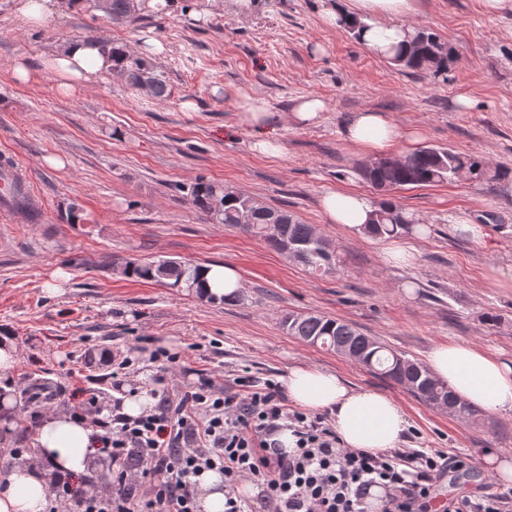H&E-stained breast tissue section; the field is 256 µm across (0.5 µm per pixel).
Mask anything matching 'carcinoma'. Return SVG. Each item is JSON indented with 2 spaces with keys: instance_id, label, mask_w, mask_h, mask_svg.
Returning <instances> with one entry per match:
<instances>
[{
  "instance_id": "cac0c4a2",
  "label": "carcinoma",
  "mask_w": 512,
  "mask_h": 512,
  "mask_svg": "<svg viewBox=\"0 0 512 512\" xmlns=\"http://www.w3.org/2000/svg\"><path fill=\"white\" fill-rule=\"evenodd\" d=\"M146 0H108L103 9L112 21L133 24L141 19ZM100 49L112 58L113 74L123 78L133 91L145 90L159 100H166L170 91L162 72L134 54L130 46L106 38L98 39ZM406 49H397L387 60L411 75L439 76L448 72L452 63L448 43L436 32L415 26L405 33ZM465 178L474 181L492 180L485 162L476 155L449 147L425 146L405 157H386L377 163H364L358 175L380 192L447 183ZM192 207L212 224H224L262 239L278 253L286 254L288 246L298 250L295 262L322 274L335 271L336 258L327 257L322 242L325 237L311 225L302 223L290 212L270 207L257 198L223 183L201 179L187 192ZM415 218L391 202L381 203L368 233L374 236L407 232ZM284 225L283 230L276 225ZM197 267L176 259L157 261L132 260L125 263L122 274L141 281H153L168 288H186L201 294L196 280ZM281 325L289 335L329 349L347 350L354 360L405 387L427 405L448 401L461 419L478 421L481 410L456 398L448 386L434 378L421 363L405 354L387 348L378 340H368L348 322L306 313L284 316Z\"/></svg>"
}]
</instances>
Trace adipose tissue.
I'll use <instances>...</instances> for the list:
<instances>
[{
    "label": "adipose tissue",
    "mask_w": 512,
    "mask_h": 512,
    "mask_svg": "<svg viewBox=\"0 0 512 512\" xmlns=\"http://www.w3.org/2000/svg\"><path fill=\"white\" fill-rule=\"evenodd\" d=\"M358 14L370 15L360 42L381 53L400 44L408 27L411 0H355ZM64 92L94 83L112 66L97 43L68 41L46 61ZM346 139L366 153H388L403 131L380 112L358 113L345 130ZM327 223L365 231L375 210L358 191H329L320 199ZM426 367L453 394L488 412L512 413V364L468 343L440 344L427 356ZM289 399L311 413H330L343 445L372 453L399 447L410 422L400 404L385 392L352 389L334 372L299 364L282 379ZM98 430L88 419L54 410L42 415L34 455L0 470V512H45L50 481L85 476L98 454Z\"/></svg>",
    "instance_id": "1"
}]
</instances>
